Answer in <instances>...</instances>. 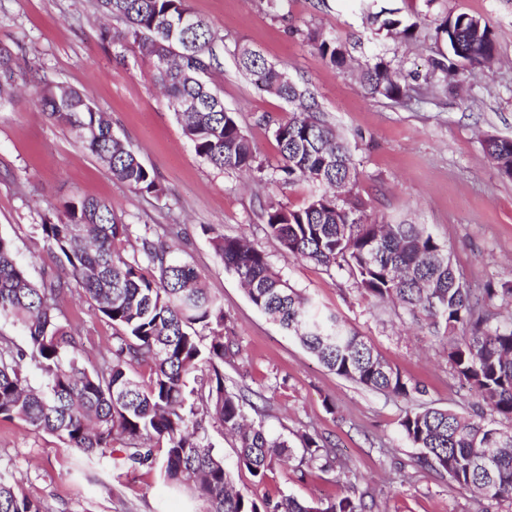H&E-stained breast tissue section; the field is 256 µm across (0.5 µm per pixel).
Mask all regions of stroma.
I'll return each mask as SVG.
<instances>
[{
    "label": "stroma",
    "mask_w": 512,
    "mask_h": 512,
    "mask_svg": "<svg viewBox=\"0 0 512 512\" xmlns=\"http://www.w3.org/2000/svg\"><path fill=\"white\" fill-rule=\"evenodd\" d=\"M189 8L224 38L222 68L213 82L251 139L264 171L250 177L215 169L200 158L158 93L151 63L100 37L94 0H0V47L20 69L41 66L51 80L87 90L125 140L156 174L163 192L141 196L112 178L74 136L33 104V89L0 107V235L13 243L18 263L40 280L49 259L40 224L51 206L81 195L111 202L129 226L121 246L133 257L144 232L163 236L176 225L177 257L191 263L224 302L226 332L239 354L224 367L227 389L257 410L251 420L272 435L327 437L350 475L278 463L262 484L236 465L233 439L208 423V442L234 470L238 488L257 487L301 501L363 493L367 512H512V499L475 504L448 475L417 466L418 451L402 434L408 408H450L481 415L503 429L512 422L482 406L462 388L448 350L422 315L378 302L357 288L347 269H326L282 252L267 236L263 211L274 203L304 207L317 185L278 182L281 163L271 121H285L290 106L255 87L236 66L241 47L259 50L313 93L318 106L348 142L358 172L357 191L371 220L425 225L443 243L476 296L512 284V180L484 153L489 134L512 136V0H387L415 38L375 34L359 0H187ZM468 13L484 19L498 55L488 67L462 66L458 75L426 82L427 60L438 46L436 20ZM336 38L348 51L345 66L331 65L305 38L308 30ZM385 60L422 98L402 105L367 93L360 74ZM270 123H262V116ZM241 236L269 256L273 269L325 316H335L400 368L417 394L405 400L368 390L328 371L292 335L249 301L225 271L214 233ZM76 452L57 437L19 421L0 420V473L51 512H193L187 493H173L156 470H115L104 459L84 472Z\"/></svg>",
    "instance_id": "obj_1"
}]
</instances>
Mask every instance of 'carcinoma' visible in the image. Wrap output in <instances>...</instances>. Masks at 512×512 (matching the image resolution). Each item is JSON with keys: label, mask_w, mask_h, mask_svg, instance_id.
Segmentation results:
<instances>
[{"label": "carcinoma", "mask_w": 512, "mask_h": 512, "mask_svg": "<svg viewBox=\"0 0 512 512\" xmlns=\"http://www.w3.org/2000/svg\"><path fill=\"white\" fill-rule=\"evenodd\" d=\"M103 17L124 24L104 26L102 39L121 51L149 60L155 82L177 113L196 154L216 169H257L253 144L209 82L219 67L218 37L198 16L183 19L186 0H97ZM379 32L412 35L396 11L363 9ZM305 38L333 66L346 63L344 45L318 31ZM434 38L447 52L430 59L431 72L444 75L457 63L489 66L496 44L487 23L460 13L444 17ZM238 64L251 82L293 107L286 121L274 123L282 165L279 181L306 180L341 189L314 196L299 209L279 204L264 212L267 232L288 254L326 268L344 266L359 288L380 301H398L423 314L447 339L448 363L493 412L512 421V316L506 326H491L499 312L490 304L497 290L478 298L466 287L445 246L419 224L367 221L365 202L355 192L358 173L348 145L336 135L308 88L241 49ZM15 57L0 47V100L15 85ZM371 95L412 101L417 91L390 64L379 60L363 70ZM37 106L65 126L81 147L136 194L160 186L132 148L112 133V122L82 90L42 79ZM482 146L499 172L512 178V137L488 136ZM56 269L32 282L17 264L12 243L0 236V318L20 324L26 346L0 337V418L18 419L62 440L94 462L112 456L113 468H159L171 488L188 487L200 512H364L352 495L300 501L273 499L235 486L224 457L205 442L207 419L235 440L238 464L260 484L275 461L286 458L303 470L318 462L343 474L348 468L327 439L300 435L301 447L271 437L248 421L245 399L226 389L224 365L238 354L224 335L223 300L210 293L201 273L174 259L169 247L143 235L139 252L153 268L124 258L118 245L129 227L117 221L112 204L75 196L51 208L40 224ZM225 270L247 290L251 304L295 335L337 376L367 389L408 398L401 370L387 363L358 334L333 318H320L310 300L273 270L267 253L238 237L212 238ZM79 296L106 319L114 333L110 356L92 368L82 364L90 339L78 322L64 319L67 298ZM209 338L208 345L203 339ZM37 364L46 383L33 388L26 365ZM147 377L139 380L135 369ZM406 440L420 449L418 462L446 473L476 501L512 498V429L504 430L450 409L425 407L405 412L400 422ZM0 512H47L22 487L0 474Z\"/></svg>", "instance_id": "1"}]
</instances>
